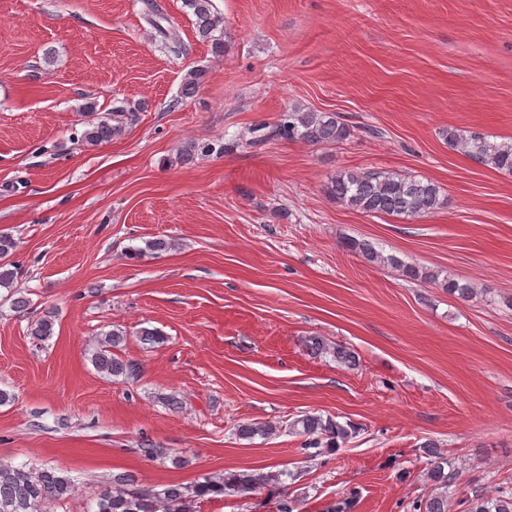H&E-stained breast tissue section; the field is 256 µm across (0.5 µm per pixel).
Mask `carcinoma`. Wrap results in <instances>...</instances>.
<instances>
[{
	"mask_svg": "<svg viewBox=\"0 0 512 512\" xmlns=\"http://www.w3.org/2000/svg\"><path fill=\"white\" fill-rule=\"evenodd\" d=\"M184 6L195 17V29L200 39L211 43L214 54L224 55V18L213 7L212 0H183ZM203 78L200 70L190 71L184 78L182 94L194 95ZM126 109H112V121L101 120L89 125L81 134L82 141L90 146L112 140L122 132ZM351 136L350 126L335 112H302L288 109L278 123L266 133L256 137L261 144L271 138L288 141L300 140L311 144H338ZM448 145L463 153L474 162L498 171L512 174V142L492 141L487 136L456 128L446 133ZM329 193L337 202L363 213L406 218L424 217L435 212L443 203L441 190L435 183L405 177L391 170L342 172L331 181ZM349 247L367 261L391 266L410 281H436L439 273L423 267L404 264L393 256H385L367 240L353 239ZM16 249L15 240L8 234H0V288H10L18 279V267L9 257ZM442 286L449 294L469 298L476 288L460 279L446 277ZM55 313L46 312L31 326V335L47 340L54 335ZM126 333L113 329L98 341L91 361L100 373L114 380L135 379L139 367L132 361L115 355L114 348L125 340ZM310 348L316 354H329L338 364L354 366L358 356L343 344H328L313 336ZM280 432V427L267 423H243L237 426L238 438L252 440L269 438ZM288 432L303 437V449L311 457L324 451L334 450L345 444L355 433V427L341 423L332 417L306 412L288 423ZM421 451L435 459L427 472V478L440 492L412 504L413 512H448L447 488L458 476L455 470L445 471L447 459L433 442L421 445ZM260 469H248L234 473L209 474L192 485L169 484L161 489H138L128 474L112 477V488L105 489L96 497L95 512H199V504L218 495L236 493L246 495L273 485L282 488L278 493L277 512H296V499L284 492L287 487L283 477ZM75 491L70 476L51 467L27 469L0 460V512H50L51 506L69 499ZM464 512H512V488L501 490L496 496L474 494L466 500Z\"/></svg>",
	"mask_w": 512,
	"mask_h": 512,
	"instance_id": "cac0c4a2",
	"label": "carcinoma"
}]
</instances>
